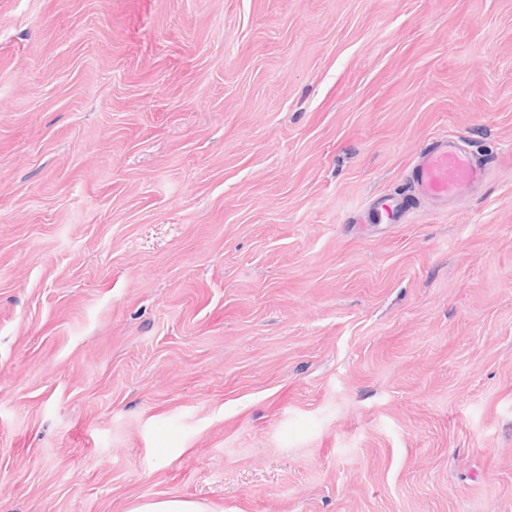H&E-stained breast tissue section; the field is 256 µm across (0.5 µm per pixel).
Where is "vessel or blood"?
Returning a JSON list of instances; mask_svg holds the SVG:
<instances>
[{"instance_id":"b4317fda","label":"vessel or blood","mask_w":512,"mask_h":512,"mask_svg":"<svg viewBox=\"0 0 512 512\" xmlns=\"http://www.w3.org/2000/svg\"><path fill=\"white\" fill-rule=\"evenodd\" d=\"M490 174V163L476 158L467 148L448 136L429 142L418 154L409 171L412 193L395 198L399 216L409 215L419 200L453 201L483 183Z\"/></svg>"}]
</instances>
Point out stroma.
<instances>
[{"label": "stroma", "instance_id": "35a3bbf8", "mask_svg": "<svg viewBox=\"0 0 512 512\" xmlns=\"http://www.w3.org/2000/svg\"><path fill=\"white\" fill-rule=\"evenodd\" d=\"M171 497L512 512V0H0V512ZM490 162L476 158L447 135L436 137L418 154L409 171L413 191L393 198L399 218L409 215L420 199L453 201L483 183Z\"/></svg>", "mask_w": 512, "mask_h": 512}]
</instances>
